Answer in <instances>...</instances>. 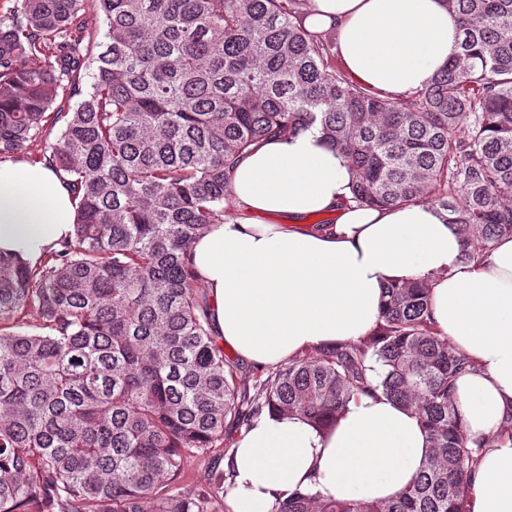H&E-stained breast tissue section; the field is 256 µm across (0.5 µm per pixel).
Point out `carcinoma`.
<instances>
[{
    "instance_id": "1",
    "label": "carcinoma",
    "mask_w": 512,
    "mask_h": 512,
    "mask_svg": "<svg viewBox=\"0 0 512 512\" xmlns=\"http://www.w3.org/2000/svg\"><path fill=\"white\" fill-rule=\"evenodd\" d=\"M304 2L21 0L0 16V160L60 127L40 160L76 201L58 250L0 251V512H227L222 476L178 488L227 429L265 410L326 429L379 392L428 434L410 485L382 504L296 491L274 512H466L491 440L465 432L455 381L470 362L425 285H386L371 336L294 357L251 393L188 248L229 216L241 156L313 128L345 154L358 204L443 210L466 260L512 236V0H445L453 53L395 101L331 66ZM62 92L80 97L70 111L53 110Z\"/></svg>"
}]
</instances>
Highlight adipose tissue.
<instances>
[{
  "mask_svg": "<svg viewBox=\"0 0 512 512\" xmlns=\"http://www.w3.org/2000/svg\"><path fill=\"white\" fill-rule=\"evenodd\" d=\"M309 29L335 30L349 78L397 100L443 67L458 37L444 0H308ZM230 199L243 215L189 247L214 333L239 358L276 365L357 342L375 328L382 288L422 281L433 318L473 364L456 380L469 437H494L471 480L466 512H512V237L463 260V241L427 204L370 208L352 199L343 153L318 131L279 137L242 157ZM336 211L333 224L309 216ZM277 215V224L256 215ZM75 205L51 168L0 162V250L32 260L73 230ZM427 436L387 397H353L327 433L292 414L262 413L224 467L230 512H273L293 492L383 502L418 472Z\"/></svg>",
  "mask_w": 512,
  "mask_h": 512,
  "instance_id": "1",
  "label": "adipose tissue"
}]
</instances>
